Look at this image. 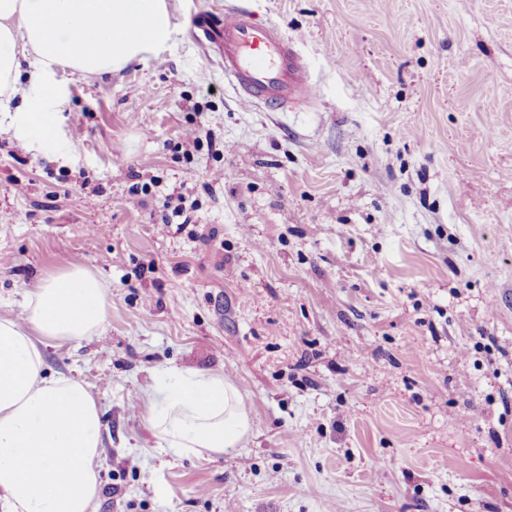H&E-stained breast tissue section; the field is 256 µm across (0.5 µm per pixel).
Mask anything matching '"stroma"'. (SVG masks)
I'll use <instances>...</instances> for the list:
<instances>
[{"label":"stroma","mask_w":512,"mask_h":512,"mask_svg":"<svg viewBox=\"0 0 512 512\" xmlns=\"http://www.w3.org/2000/svg\"><path fill=\"white\" fill-rule=\"evenodd\" d=\"M224 2L55 68L52 138L0 129V317L75 262L106 289L100 334L42 344L102 407L95 512H512V0H232L316 83L279 112L193 38ZM169 367L237 387L242 447L158 448Z\"/></svg>","instance_id":"1"}]
</instances>
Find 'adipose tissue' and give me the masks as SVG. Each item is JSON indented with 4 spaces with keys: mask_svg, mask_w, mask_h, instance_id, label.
<instances>
[{
    "mask_svg": "<svg viewBox=\"0 0 512 512\" xmlns=\"http://www.w3.org/2000/svg\"><path fill=\"white\" fill-rule=\"evenodd\" d=\"M176 34L166 0H0V99L22 96L20 130L53 133L55 67L119 70ZM106 309L102 283L74 264L28 294L21 319L0 318V512H94L101 406L85 382L47 375L36 340L90 339ZM143 403L172 456L220 455L251 431L237 387L220 375L160 370Z\"/></svg>",
    "mask_w": 512,
    "mask_h": 512,
    "instance_id": "obj_1",
    "label": "adipose tissue"
}]
</instances>
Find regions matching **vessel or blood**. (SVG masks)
Listing matches in <instances>:
<instances>
[{
	"label": "vessel or blood",
	"instance_id": "b4317fda",
	"mask_svg": "<svg viewBox=\"0 0 512 512\" xmlns=\"http://www.w3.org/2000/svg\"><path fill=\"white\" fill-rule=\"evenodd\" d=\"M197 28L201 45L219 58L243 105L261 102L276 112L293 102L314 101L316 89L294 40L252 11L228 6L205 12Z\"/></svg>",
	"mask_w": 512,
	"mask_h": 512
}]
</instances>
